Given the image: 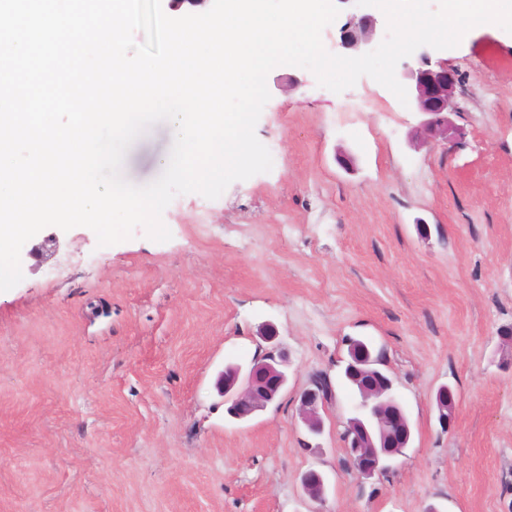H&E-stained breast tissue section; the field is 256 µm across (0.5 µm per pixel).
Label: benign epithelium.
<instances>
[{"label":"benign epithelium","instance_id":"obj_1","mask_svg":"<svg viewBox=\"0 0 512 512\" xmlns=\"http://www.w3.org/2000/svg\"><path fill=\"white\" fill-rule=\"evenodd\" d=\"M376 27L377 20L370 14L350 15L340 28L342 44L356 50L365 49L373 42ZM402 79L408 92V107L422 116L416 130L419 142L448 139L453 130L448 115L457 111L459 80L455 72L432 65L424 54L418 67L405 69ZM284 366L285 360L271 351L265 358L254 360L246 372L236 368L223 375L220 392L231 402V413L244 418L273 403L288 382ZM325 400L326 395L318 384L305 390L300 398V418L315 434L323 431L319 404ZM348 427L345 435L348 459L358 463L354 471L364 478L383 470L412 437L410 423L391 383L362 388L361 402L355 408V415L348 419ZM302 489L310 500L323 501L325 486L321 473L308 471L302 478Z\"/></svg>","mask_w":512,"mask_h":512}]
</instances>
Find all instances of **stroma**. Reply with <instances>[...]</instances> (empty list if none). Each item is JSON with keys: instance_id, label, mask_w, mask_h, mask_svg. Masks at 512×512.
<instances>
[{"instance_id": "obj_1", "label": "stroma", "mask_w": 512, "mask_h": 512, "mask_svg": "<svg viewBox=\"0 0 512 512\" xmlns=\"http://www.w3.org/2000/svg\"><path fill=\"white\" fill-rule=\"evenodd\" d=\"M430 56L460 81L448 142L411 145L418 114L370 77L337 94L282 65L255 128L271 171L177 196L166 242L49 226L24 244L0 292V512H512V33ZM173 142L151 126L123 177L156 180ZM352 338L382 352L413 434L368 479L342 440ZM271 350L286 389L230 416L220 373ZM321 374L313 435L298 405Z\"/></svg>"}]
</instances>
